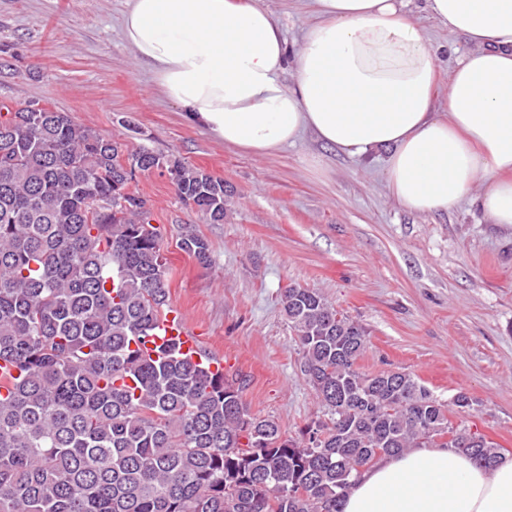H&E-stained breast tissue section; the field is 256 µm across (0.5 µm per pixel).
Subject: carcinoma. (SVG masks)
<instances>
[{
  "instance_id": "cac0c4a2",
  "label": "carcinoma",
  "mask_w": 512,
  "mask_h": 512,
  "mask_svg": "<svg viewBox=\"0 0 512 512\" xmlns=\"http://www.w3.org/2000/svg\"><path fill=\"white\" fill-rule=\"evenodd\" d=\"M165 164L179 199L224 223V180L122 145L66 112L0 114V512H339L367 465L429 444L448 406L399 371L362 373L367 333L320 292L283 311L327 410L289 438L243 383L180 353L141 352L172 302L148 200L127 191ZM178 248L198 263L193 230ZM487 468L503 448L454 445Z\"/></svg>"
}]
</instances>
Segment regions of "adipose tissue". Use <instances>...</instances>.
<instances>
[{
	"instance_id": "adipose-tissue-1",
	"label": "adipose tissue",
	"mask_w": 512,
	"mask_h": 512,
	"mask_svg": "<svg viewBox=\"0 0 512 512\" xmlns=\"http://www.w3.org/2000/svg\"><path fill=\"white\" fill-rule=\"evenodd\" d=\"M289 54L257 0H130L123 35L164 95L226 145L265 155L312 132L351 156L385 154L384 179L416 212L474 198L512 226V0H424L470 50L437 116L436 58L403 0H311ZM292 83H284L285 69ZM342 512H512V459L487 470L446 448L366 467Z\"/></svg>"
}]
</instances>
